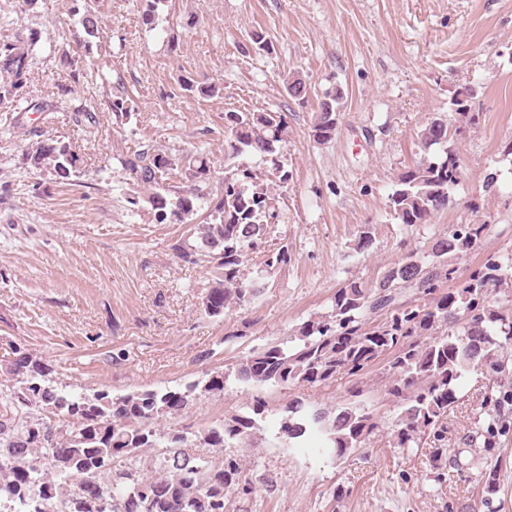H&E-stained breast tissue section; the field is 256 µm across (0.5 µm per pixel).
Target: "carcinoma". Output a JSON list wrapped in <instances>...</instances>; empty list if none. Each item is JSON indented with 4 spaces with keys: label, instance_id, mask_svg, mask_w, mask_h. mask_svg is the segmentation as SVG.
Segmentation results:
<instances>
[{
    "label": "carcinoma",
    "instance_id": "1",
    "mask_svg": "<svg viewBox=\"0 0 512 512\" xmlns=\"http://www.w3.org/2000/svg\"><path fill=\"white\" fill-rule=\"evenodd\" d=\"M98 13V0H83L80 23L88 36L97 34ZM34 45L31 35L0 30V111H11L26 94ZM340 100L328 94L319 101L312 124L316 140L335 137ZM106 110L123 122L131 106L117 94L106 101ZM284 127L283 118L272 113L225 112L228 157L260 155L278 168L279 183H288V172L277 163ZM455 135L448 120L439 118L424 128L421 142L426 148L446 145ZM26 161L67 180L82 157L71 145L48 138L32 144ZM124 166L132 181L155 188L146 203L157 223L185 224L205 211L204 223L195 227L201 245L179 253L187 262L212 265L205 313L222 317L254 301L259 289L244 277L242 265L248 251L266 238L264 220L278 218L271 187L243 166L224 176L213 197L204 189L211 178L206 155L173 158L150 144L124 159ZM462 172L451 148L440 160L424 159L403 170L388 196L390 214L409 227L430 222ZM490 231L489 224H457L433 245L435 261L409 253L374 284L348 281L334 295L331 316L304 322L292 345L274 342L252 349L237 364L238 381L254 389L327 385L338 375L359 378L387 356L386 394L400 409L392 443L410 448L426 440L436 448L447 446L443 420L458 401L461 379L469 372L512 375V305L493 299L512 283L505 273L512 259L489 254L458 286L443 289L458 271L453 259L480 248ZM289 261L288 245L270 250L265 272ZM12 354L15 359L5 364L0 381V512H226L228 494L251 493L240 460L224 455V448L248 439L265 412L262 399L254 401L252 414L197 433L157 426L159 419L183 413L197 396L223 393L224 371H210L203 382L183 388L86 396L54 386L46 360L17 345ZM481 407L486 418L478 435L483 448H493L512 431V389H487ZM285 412L281 434L298 439L320 426L338 461L379 428L370 413L351 403L333 411L308 410L293 399ZM193 446L210 448L217 457L192 454ZM473 464L492 499L500 463L486 467L481 456Z\"/></svg>",
    "mask_w": 512,
    "mask_h": 512
}]
</instances>
